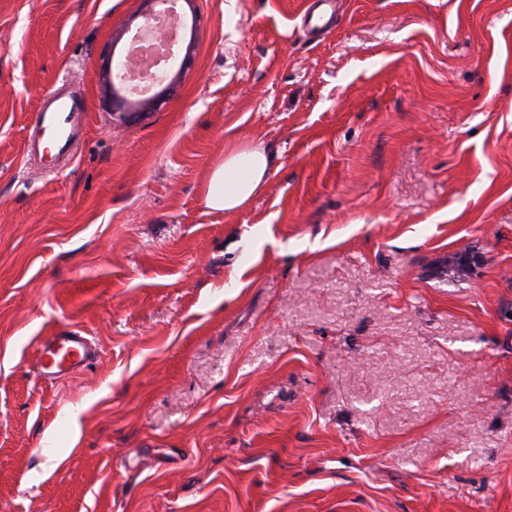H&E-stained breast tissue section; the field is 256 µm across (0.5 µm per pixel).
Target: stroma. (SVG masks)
<instances>
[{
  "instance_id": "stroma-1",
  "label": "stroma",
  "mask_w": 512,
  "mask_h": 512,
  "mask_svg": "<svg viewBox=\"0 0 512 512\" xmlns=\"http://www.w3.org/2000/svg\"><path fill=\"white\" fill-rule=\"evenodd\" d=\"M310 2L195 0L166 106L116 112L147 0H0V512H512V0ZM250 141L263 192L206 209ZM60 329L98 356L50 383ZM85 111V107L71 95L58 91L46 95L43 106L35 113L34 123L40 141L44 140L55 151L52 158L66 160L73 155L85 123ZM272 156L261 143H243L224 151V161L209 173L204 203L212 211L244 209L266 186Z\"/></svg>"
}]
</instances>
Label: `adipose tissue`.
<instances>
[{
  "instance_id": "1",
  "label": "adipose tissue",
  "mask_w": 512,
  "mask_h": 512,
  "mask_svg": "<svg viewBox=\"0 0 512 512\" xmlns=\"http://www.w3.org/2000/svg\"><path fill=\"white\" fill-rule=\"evenodd\" d=\"M271 166L272 156L262 144L243 143L226 150L204 186L206 207L225 213L244 209L265 188Z\"/></svg>"
}]
</instances>
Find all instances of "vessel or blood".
<instances>
[{
    "mask_svg": "<svg viewBox=\"0 0 512 512\" xmlns=\"http://www.w3.org/2000/svg\"><path fill=\"white\" fill-rule=\"evenodd\" d=\"M85 119V108L75 97L53 91L36 112L34 123L40 139L52 148L55 159L61 160L72 156ZM95 357L90 339L77 329L41 337L35 349L37 370L50 381L80 372Z\"/></svg>",
    "mask_w": 512,
    "mask_h": 512,
    "instance_id": "b4317fda",
    "label": "vessel or blood"
}]
</instances>
